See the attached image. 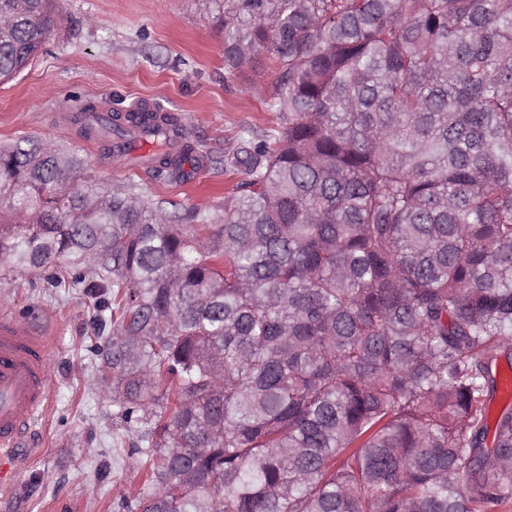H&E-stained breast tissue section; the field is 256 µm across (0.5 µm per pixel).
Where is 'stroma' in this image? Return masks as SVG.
I'll use <instances>...</instances> for the list:
<instances>
[{"label": "stroma", "mask_w": 512, "mask_h": 512, "mask_svg": "<svg viewBox=\"0 0 512 512\" xmlns=\"http://www.w3.org/2000/svg\"><path fill=\"white\" fill-rule=\"evenodd\" d=\"M224 0H61V21L41 53L0 84V146L50 139L76 154L99 181L209 213L242 175L231 163L241 138L274 146L285 126L270 103L281 68L260 52L224 69ZM122 112L154 102L175 114L201 156L187 176L118 165L81 137L72 115L84 102ZM56 269L0 266V314L46 321L51 390L43 422L0 484V512H132L143 491L142 455L112 419V398L91 386L102 361L93 301L54 285Z\"/></svg>", "instance_id": "obj_1"}]
</instances>
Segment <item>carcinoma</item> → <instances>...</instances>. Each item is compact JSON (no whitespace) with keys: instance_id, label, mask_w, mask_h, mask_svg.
Here are the masks:
<instances>
[{"instance_id":"1","label":"carcinoma","mask_w":512,"mask_h":512,"mask_svg":"<svg viewBox=\"0 0 512 512\" xmlns=\"http://www.w3.org/2000/svg\"><path fill=\"white\" fill-rule=\"evenodd\" d=\"M224 67L265 49L288 127L240 141L224 215L102 187L49 141L0 147V263H62L109 312L137 512H512V0H225ZM59 0H0V83ZM74 116L86 139L177 118Z\"/></svg>"}]
</instances>
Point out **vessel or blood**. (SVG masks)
<instances>
[{
  "label": "vessel or blood",
  "mask_w": 512,
  "mask_h": 512,
  "mask_svg": "<svg viewBox=\"0 0 512 512\" xmlns=\"http://www.w3.org/2000/svg\"><path fill=\"white\" fill-rule=\"evenodd\" d=\"M46 324L0 317V462L38 424L50 393Z\"/></svg>",
  "instance_id": "vessel-or-blood-1"
}]
</instances>
